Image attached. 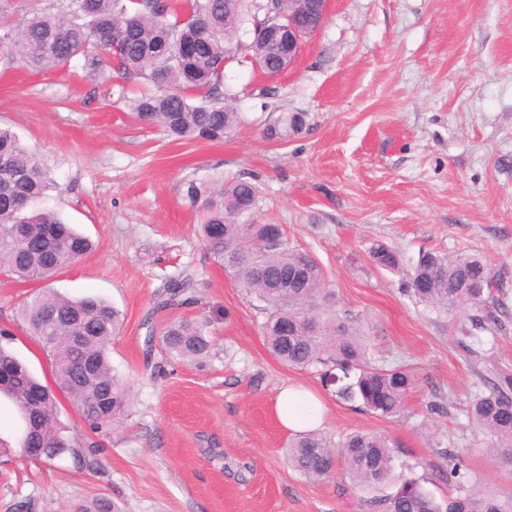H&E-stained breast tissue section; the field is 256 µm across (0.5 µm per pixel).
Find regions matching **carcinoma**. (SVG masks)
I'll use <instances>...</instances> for the list:
<instances>
[{
	"mask_svg": "<svg viewBox=\"0 0 512 512\" xmlns=\"http://www.w3.org/2000/svg\"><path fill=\"white\" fill-rule=\"evenodd\" d=\"M288 9V0H90L87 10L69 0L68 11L34 13L15 34L4 35L7 50L22 65L38 71L57 68L85 54L95 40L119 69L142 80L147 89L133 100L137 117L182 140L218 141L239 122L238 113L224 106V68L233 60L249 59L266 77L281 72L274 51L261 41H243L268 16ZM88 21L79 23L77 16ZM307 123L304 112L282 114L273 124L277 133L298 132ZM49 187L38 158L8 128L0 127V269L26 281H40L93 249L92 241L51 210L35 211L31 204ZM183 198L203 208L201 235L219 264L231 271L248 296L265 303L264 337L271 354L282 364L315 368L321 375L342 373L334 390L343 401H358L364 409L389 418L403 410L413 375L401 368H385L374 361L369 339L353 318L343 319L324 303L332 297L323 269L306 251L286 248L279 224H242L259 200L255 179L245 176L224 184L217 193L194 180L183 185ZM372 262L383 269H401L399 253L384 243L369 250ZM493 276L479 256L455 259L434 251L419 254L403 280V291L440 314L469 310L470 327L462 328L477 343L476 332L496 317L489 310ZM195 289L188 274L167 280L155 308L189 304ZM21 318L52 360L56 391L41 402L42 429L29 447L40 448L38 458L53 460L70 454L96 469V447L81 448L58 421L62 394L94 432H106L129 405L130 386L114 373L107 345L121 327V314L93 296L70 298L43 289L25 302ZM12 333L0 328V394L18 410L31 388L43 384L1 341ZM79 336L74 346L70 337ZM160 342L168 355L184 361L208 356L211 341L204 324L183 319L170 322ZM473 424L487 433L503 455L512 452V374L503 372L478 394L470 406ZM448 481L459 495L437 500L417 480L394 472L389 440L369 431H355L334 443L316 430L290 439L292 468L312 478H330L345 471L351 483L391 493L373 500L378 512H512V495L475 496L468 489L458 454ZM76 512H118L112 498L97 495Z\"/></svg>",
	"mask_w": 512,
	"mask_h": 512,
	"instance_id": "cac0c4a2",
	"label": "carcinoma"
}]
</instances>
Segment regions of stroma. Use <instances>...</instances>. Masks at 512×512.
<instances>
[{"mask_svg":"<svg viewBox=\"0 0 512 512\" xmlns=\"http://www.w3.org/2000/svg\"><path fill=\"white\" fill-rule=\"evenodd\" d=\"M66 0H0V36L33 12L60 13ZM36 72L0 49V127L37 153L51 183L39 205L91 237L96 250L37 282L0 274V328L8 347L50 385L52 364L16 327L24 299L41 288L96 295L124 323L109 345L131 385L120 424L97 436L67 400L58 419L78 442L99 440L100 467L65 455L47 462L22 452L24 424L0 396V512H75L96 495L121 512H375L370 494L344 473L313 480L288 463L291 431L274 406L300 384L322 399L320 431L385 435L396 472L436 498L452 495L447 450L458 452L469 487L512 493V464L468 421L494 369L512 372V0H330L299 58L269 79L251 62L224 69L226 100L240 121L221 142L177 141L138 120L134 79L112 61L86 57ZM283 112H304L302 132L274 138ZM256 178L254 224H279L288 247L322 265L334 306L356 316L380 365L410 368L404 410L382 418L336 401L315 370L268 351L263 304L246 296L198 234L200 212L183 198L193 179L208 185ZM385 243L411 265L419 251L482 257L503 307L486 351L461 346L466 314H438L376 267ZM191 274L195 303L156 310L167 279ZM206 323L208 357L168 356L149 335L168 322ZM438 404L442 413L430 412Z\"/></svg>","mask_w":512,"mask_h":512,"instance_id":"obj_1","label":"stroma"}]
</instances>
